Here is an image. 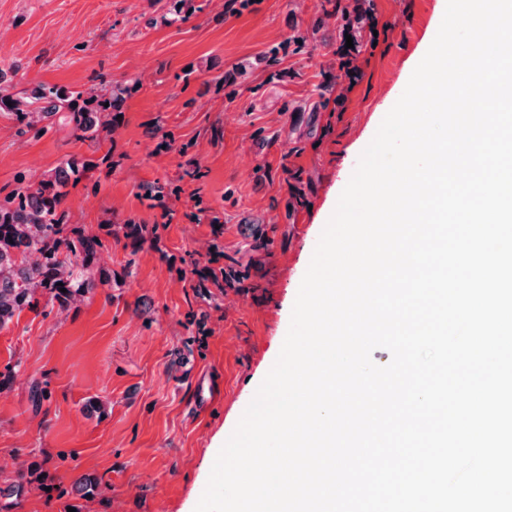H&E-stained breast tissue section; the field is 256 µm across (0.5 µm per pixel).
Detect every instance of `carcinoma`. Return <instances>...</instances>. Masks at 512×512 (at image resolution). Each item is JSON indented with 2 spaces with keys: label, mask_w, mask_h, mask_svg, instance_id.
Returning a JSON list of instances; mask_svg holds the SVG:
<instances>
[{
  "label": "carcinoma",
  "mask_w": 512,
  "mask_h": 512,
  "mask_svg": "<svg viewBox=\"0 0 512 512\" xmlns=\"http://www.w3.org/2000/svg\"><path fill=\"white\" fill-rule=\"evenodd\" d=\"M199 10L195 0H169L162 21L184 23ZM131 88L132 84L122 81L103 82L87 91L39 85L16 96L0 87V115L13 121L22 135L44 134L61 125L78 140L96 141L114 129ZM90 168L89 161L70 156L35 187L25 176H18L15 190L0 198V330L22 311L35 308L39 294L49 296L65 311L92 293L97 283L108 281L104 269L93 271L104 244L70 229L69 213L61 209L69 184ZM144 190L146 198L169 209L170 194L164 187L150 184ZM42 474L41 465L33 462L14 481L0 485V512H10L13 501L32 485L44 487ZM72 492L81 499H94L101 494L100 482L83 478Z\"/></svg>",
  "instance_id": "cac0c4a2"
}]
</instances>
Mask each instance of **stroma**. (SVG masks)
I'll return each instance as SVG.
<instances>
[{
    "label": "stroma",
    "instance_id": "35a3bbf8",
    "mask_svg": "<svg viewBox=\"0 0 512 512\" xmlns=\"http://www.w3.org/2000/svg\"><path fill=\"white\" fill-rule=\"evenodd\" d=\"M197 3L170 26L165 0H0V86L140 80L95 144L61 127L20 135L0 117V198L17 175L35 185L67 156L92 162L62 207L102 240L109 275L63 312L40 296L0 331V372L19 367L0 393V480L36 462L48 485L13 512H194L279 355L321 232L446 8L373 0L378 24L358 38L350 88L348 28L327 0ZM242 65L227 94L221 77ZM155 182L179 186L169 210L145 197ZM128 223L151 232L132 244ZM230 266L241 288H225ZM88 476L103 493L76 501L71 486Z\"/></svg>",
    "mask_w": 512,
    "mask_h": 512
}]
</instances>
